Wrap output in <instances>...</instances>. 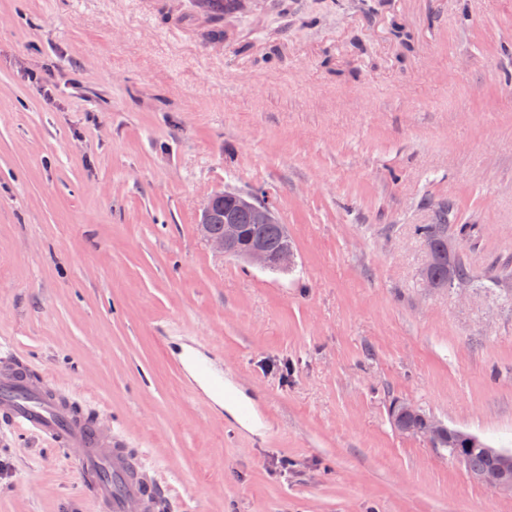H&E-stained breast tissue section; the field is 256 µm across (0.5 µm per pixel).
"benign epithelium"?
<instances>
[{
  "instance_id": "obj_1",
  "label": "benign epithelium",
  "mask_w": 512,
  "mask_h": 512,
  "mask_svg": "<svg viewBox=\"0 0 512 512\" xmlns=\"http://www.w3.org/2000/svg\"><path fill=\"white\" fill-rule=\"evenodd\" d=\"M233 198L242 209L251 211L256 222L270 224L275 217L268 204L253 194H243L226 191L211 196L203 206L199 220V231L208 245L216 252L234 256L246 263L263 269H288L294 264V251L291 247H285L280 251L271 254L261 245H253L240 249L235 243L241 236V226L236 224L234 218L230 217L224 221V231L218 232L214 228L213 216L217 204L224 201V197ZM403 433L420 436L431 446H437L439 438L451 433V429L442 422L431 419L426 427L419 431L413 427L403 430ZM488 452L498 459L497 473L494 480L490 481L481 475H474L472 479L483 484H489L492 488L512 494V451H505L496 448L488 449Z\"/></svg>"
}]
</instances>
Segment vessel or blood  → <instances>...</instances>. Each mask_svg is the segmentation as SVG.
<instances>
[{
	"label": "vessel or blood",
	"instance_id": "1",
	"mask_svg": "<svg viewBox=\"0 0 512 512\" xmlns=\"http://www.w3.org/2000/svg\"><path fill=\"white\" fill-rule=\"evenodd\" d=\"M178 365L193 368L212 397L223 399L224 378L211 375L206 359L190 351ZM0 419L76 450L81 484L100 512H172L166 489L147 474L124 437L103 431L58 388L33 382L23 358L14 354L0 357Z\"/></svg>",
	"mask_w": 512,
	"mask_h": 512
}]
</instances>
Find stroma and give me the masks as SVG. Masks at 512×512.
<instances>
[{"instance_id":"35a3bbf8","label":"stroma","mask_w":512,"mask_h":512,"mask_svg":"<svg viewBox=\"0 0 512 512\" xmlns=\"http://www.w3.org/2000/svg\"><path fill=\"white\" fill-rule=\"evenodd\" d=\"M209 30L175 0H0V354L121 430L180 512H512L389 416L512 450V0ZM224 191L266 196L291 269L200 237ZM443 208L470 278L430 288L415 228ZM187 346L257 431L180 374ZM0 512L97 510L71 453L0 425Z\"/></svg>"}]
</instances>
